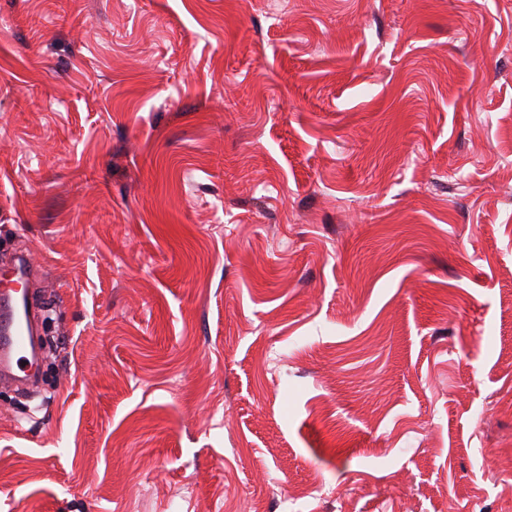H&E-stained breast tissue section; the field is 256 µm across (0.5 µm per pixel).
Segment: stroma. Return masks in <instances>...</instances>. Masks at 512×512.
<instances>
[{
    "label": "stroma",
    "instance_id": "obj_1",
    "mask_svg": "<svg viewBox=\"0 0 512 512\" xmlns=\"http://www.w3.org/2000/svg\"><path fill=\"white\" fill-rule=\"evenodd\" d=\"M16 250L0 512H512V0H0ZM4 280L5 275L3 278L1 276L0 328L3 327L5 311L8 321L4 329L6 341L3 342L0 337L1 379L24 382L32 375L36 362V330L31 320L27 295L24 291L4 287Z\"/></svg>",
    "mask_w": 512,
    "mask_h": 512
}]
</instances>
